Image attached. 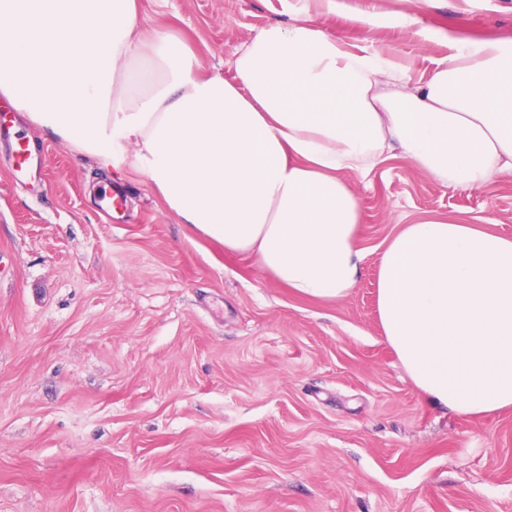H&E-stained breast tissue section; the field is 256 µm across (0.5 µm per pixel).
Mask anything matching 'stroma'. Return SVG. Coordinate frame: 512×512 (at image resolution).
Here are the masks:
<instances>
[{"label":"stroma","instance_id":"obj_1","mask_svg":"<svg viewBox=\"0 0 512 512\" xmlns=\"http://www.w3.org/2000/svg\"><path fill=\"white\" fill-rule=\"evenodd\" d=\"M137 2L145 26L227 78L238 48L304 4ZM339 2L369 21L331 12L320 25L416 77L457 43L512 40V0ZM368 182L352 179L355 287L307 298L0 96V512H512V408L435 404L376 307L401 225L461 217L512 238V178L454 189L399 158ZM108 192L124 200L110 216Z\"/></svg>","mask_w":512,"mask_h":512}]
</instances>
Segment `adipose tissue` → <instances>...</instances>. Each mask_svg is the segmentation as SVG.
Returning a JSON list of instances; mask_svg holds the SVG:
<instances>
[{
    "mask_svg": "<svg viewBox=\"0 0 512 512\" xmlns=\"http://www.w3.org/2000/svg\"><path fill=\"white\" fill-rule=\"evenodd\" d=\"M233 68L201 75L179 36L143 30L137 0H0L1 96L299 295L339 301L356 284L351 175L398 155L452 188L512 177V40L460 43L415 81L298 15ZM377 310L424 394L466 416L512 408V239L462 220L402 225Z\"/></svg>",
    "mask_w": 512,
    "mask_h": 512,
    "instance_id": "ef3b65f1",
    "label": "adipose tissue"
}]
</instances>
